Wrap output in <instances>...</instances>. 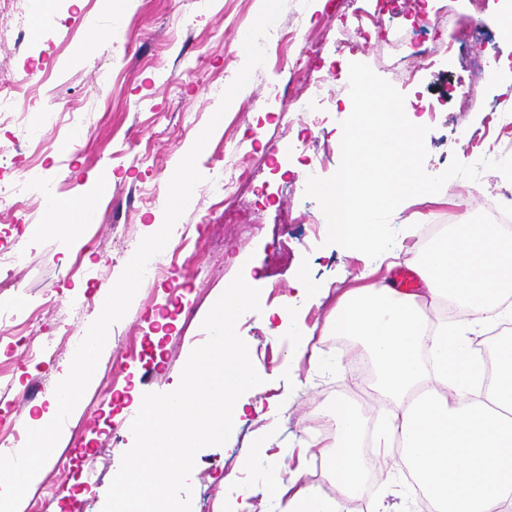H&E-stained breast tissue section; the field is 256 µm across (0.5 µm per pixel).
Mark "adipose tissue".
Segmentation results:
<instances>
[{
	"label": "adipose tissue",
	"instance_id": "adipose-tissue-1",
	"mask_svg": "<svg viewBox=\"0 0 512 512\" xmlns=\"http://www.w3.org/2000/svg\"><path fill=\"white\" fill-rule=\"evenodd\" d=\"M424 288L400 292L364 269L330 309L327 332L355 340L352 356H368L373 394L391 412L372 445L398 443L428 512H512V333L502 335L493 362L476 337L512 319V225L452 224L417 264ZM453 299L465 323L430 322L427 306ZM333 429L322 440L323 475L333 497L308 484L306 468L291 481L270 464L265 485L287 512H344L368 473L365 421L354 404L331 402Z\"/></svg>",
	"mask_w": 512,
	"mask_h": 512
}]
</instances>
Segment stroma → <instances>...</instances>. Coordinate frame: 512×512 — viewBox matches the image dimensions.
<instances>
[{
  "label": "stroma",
  "instance_id": "obj_1",
  "mask_svg": "<svg viewBox=\"0 0 512 512\" xmlns=\"http://www.w3.org/2000/svg\"><path fill=\"white\" fill-rule=\"evenodd\" d=\"M261 6L262 0H129L124 11L112 12L106 0H56L46 32L12 21L14 37L0 41V76L13 79L31 69L36 77L32 95L21 102L26 122L11 130L19 150L0 169V188L24 174L29 129L40 126V112L56 100L66 106L68 118L57 126H40L45 180L61 200L94 196L95 211L89 223L54 237L21 236L13 218L0 219V243L14 241L33 252L30 261L10 272L14 297L43 311L33 328L0 339V368L9 371L12 382L11 390L0 394V422L29 420L48 405L61 366L71 359L62 336L88 329L109 285L141 239L152 233L168 182L195 141L197 127L207 124L211 105L244 64L237 37L251 27ZM467 6L468 0H428L436 20L430 42L447 41L448 20L457 18L464 31L462 53L450 60L426 57L415 78L403 75L395 62L409 51L418 0H406L404 14L384 22L382 39L359 45L342 59L346 66L369 65L404 94L405 111L415 112L418 123L429 129L425 167L436 174L447 168L449 157L472 164L487 155L489 145L512 148V98L499 94L491 79L480 83L472 102H463L457 93V75L474 69L487 49L512 61V36L496 25V6L482 15L468 13ZM301 24L329 57L349 38L327 7H315L314 0H286L267 45L277 47L284 31ZM107 30L112 33L108 40L103 37ZM95 35L101 41L90 55L85 43ZM102 72L115 74L116 82L103 86ZM305 86V75L292 73L287 63L255 70L246 95L229 106L223 125L212 133L198 158L202 170L231 167L243 156L256 163L277 156L278 170L263 173L271 199L262 208L241 210L228 224L223 211L212 208L209 182L196 187L172 241L180 243L201 224L215 245L189 265L141 285L126 315L111 327L97 373L64 424L56 461L45 464L28 488L41 498L42 512H102L121 458L134 442L129 425L139 411L136 395L166 393L179 385L186 354L208 340L202 327L206 315L239 274L260 291L261 312L245 313L237 333L249 345L262 382L242 395L244 413L228 441L198 452L189 480L192 512H224L225 499L234 497L240 482L255 490L251 512H282L283 503L264 485V472L275 459L287 478L298 463H306L313 488L331 495L318 467L321 450L314 445L323 407L344 398L360 407L369 429L385 421L389 408L364 388L361 372L347 357L349 340L323 335L327 309L319 304L322 294L335 297L354 286L371 260L348 255L315 234V223L325 216L306 194L299 162L303 154L323 159L326 178L337 171L341 123L351 102L343 100L333 112L298 111L293 99ZM420 94L432 111L416 112ZM502 110L505 119L489 121V113ZM501 187L499 172L484 171L475 181L450 179L436 200H405L391 218L397 237L383 262L410 266L421 250L425 226L442 218L480 223ZM300 208L308 209L311 223H290ZM82 247L93 273L89 281L70 268L71 254ZM303 274L315 282L317 293L295 291ZM284 308L299 329L312 333L322 367L311 368L304 360L297 371H289L291 340L275 331ZM125 336L135 337L144 352L120 367L116 347ZM45 347L51 357H39ZM276 402L286 407L280 433L266 455H255L259 425L254 408ZM409 489L405 465L395 457L373 469L365 498L351 501L349 508L368 512L381 501L393 512H421Z\"/></svg>",
  "mask_w": 512,
  "mask_h": 512
}]
</instances>
